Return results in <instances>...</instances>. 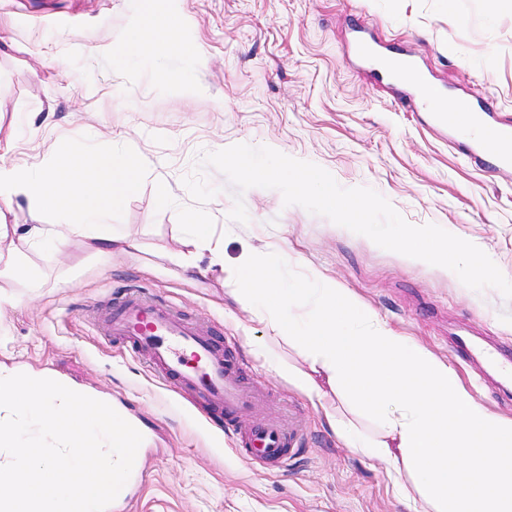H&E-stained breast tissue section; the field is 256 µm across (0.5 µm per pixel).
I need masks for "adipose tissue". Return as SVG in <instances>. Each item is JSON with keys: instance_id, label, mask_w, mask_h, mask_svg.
I'll use <instances>...</instances> for the list:
<instances>
[{"instance_id": "ef3b65f1", "label": "adipose tissue", "mask_w": 512, "mask_h": 512, "mask_svg": "<svg viewBox=\"0 0 512 512\" xmlns=\"http://www.w3.org/2000/svg\"><path fill=\"white\" fill-rule=\"evenodd\" d=\"M181 28L177 14L146 13L123 48L158 59L200 57L199 47L181 38ZM145 163L135 154L118 158L73 150L52 153L38 173L23 163H4L0 211L23 195L36 202L38 212L66 215V223L49 228L29 225L25 241L32 246L80 237L101 255L132 252L140 247L135 237L111 234L102 223L136 189ZM205 252L223 265L224 250L210 225L189 219L179 250L169 258L189 274ZM239 262L261 304L257 319L304 348L311 370L291 372L292 381L325 409L328 426L347 447L386 463L395 492L411 502L413 512H512V419L480 406L448 364L394 331L336 279L287 288L277 256L246 252ZM328 386L346 389L370 408L379 419L377 434L366 435L328 412Z\"/></svg>"}]
</instances>
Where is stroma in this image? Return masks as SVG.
<instances>
[{"mask_svg":"<svg viewBox=\"0 0 512 512\" xmlns=\"http://www.w3.org/2000/svg\"><path fill=\"white\" fill-rule=\"evenodd\" d=\"M178 13L200 67L172 57L126 56L118 47L146 7ZM365 27L384 54L406 53L449 98L490 103L512 118V0H0V134L8 161L33 171L51 147L84 145L147 159L136 191L114 206L108 228L134 235L136 256L99 257L81 239L50 253L27 247L32 206L16 198L0 215V250L24 252L34 281L0 262V373L47 376L106 403L124 399L148 432L146 475L130 512H408L385 464L346 447L322 414L276 369L308 370L302 350L254 320L236 298L234 267L249 246L283 255L286 283L335 278L390 327L432 351L482 407L512 418V381L458 339L512 362V300L466 287L455 273L377 246L326 217L284 205L273 189L236 194L203 169L214 198L204 210L224 240V268L203 255L184 276L167 255L181 235L175 209L156 207L164 183L191 204L183 184L202 153L234 144L268 146L328 170L344 188L368 187L410 223L435 224L482 249L512 280V173L470 163L446 131L403 107L408 88L361 59L352 30ZM249 220L233 221L235 197ZM133 283L216 332L263 400L257 418L295 411L299 455L274 470L239 458L234 435L210 426L190 396L176 394L139 358L108 345L86 318ZM263 342L252 353L250 340Z\"/></svg>","mask_w":512,"mask_h":512,"instance_id":"1","label":"stroma"}]
</instances>
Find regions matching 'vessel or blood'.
<instances>
[{
	"label": "vessel or blood",
	"mask_w": 512,
	"mask_h": 512,
	"mask_svg": "<svg viewBox=\"0 0 512 512\" xmlns=\"http://www.w3.org/2000/svg\"><path fill=\"white\" fill-rule=\"evenodd\" d=\"M412 102L426 108L434 125L454 135L468 159L493 171L512 168V122L476 111L465 99L452 112L439 111L435 100L422 95ZM89 318L107 342L145 355L200 411H223L229 424L238 414L258 410V398L243 389L237 362L196 320L164 301L127 288L117 294L114 312L104 316L94 309ZM296 437L288 424L261 419L244 433L238 451L246 460L284 467L296 452Z\"/></svg>",
	"instance_id": "1"
}]
</instances>
